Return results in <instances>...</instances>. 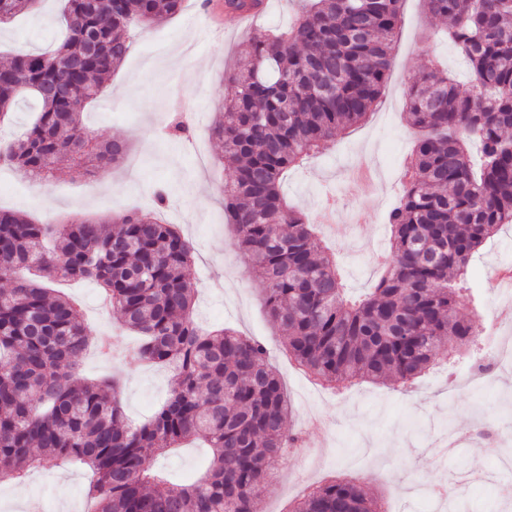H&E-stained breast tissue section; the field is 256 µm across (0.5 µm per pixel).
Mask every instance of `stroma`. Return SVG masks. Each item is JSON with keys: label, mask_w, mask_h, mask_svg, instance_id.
Returning a JSON list of instances; mask_svg holds the SVG:
<instances>
[{"label": "stroma", "mask_w": 512, "mask_h": 512, "mask_svg": "<svg viewBox=\"0 0 512 512\" xmlns=\"http://www.w3.org/2000/svg\"><path fill=\"white\" fill-rule=\"evenodd\" d=\"M198 2L187 0L178 15L138 27L128 56L106 82L102 98L80 117L83 130L128 147L124 162L109 170L111 190H102L101 177L67 167L57 168L44 184L0 165V207L36 220L107 218L134 209H157L193 243L191 277L199 321L262 341L293 404L287 428L300 435L302 448L288 454L263 486L262 512H288L307 487L334 475L356 478L371 496L384 501L387 512H427L426 503L407 491L417 481L458 483L463 491L461 512H512V504L503 503L494 488L495 482H512V472L498 468L496 447L468 443L440 465L429 446L432 433L451 425L463 432L478 426L512 430V363L501 366L492 385L476 393L456 384L474 351L452 345L440 368L405 394L369 383L338 392L305 379L289 360L283 338L266 312L261 278L238 251L235 229L224 216V183L231 167L223 163L224 148L211 127L224 108V73L248 51L251 27L288 26L293 6L290 0H268L266 13L256 23L241 24L233 16L215 21L200 11ZM60 8L61 0H43L39 10L1 26L0 64L17 47L50 49L61 30ZM444 27L427 14L422 0H405L391 75L373 114L337 135L301 166L289 169L282 182L289 204L309 219L326 198H337L335 229L319 223L315 232L321 246L334 251L352 295L363 294L375 281L358 249L376 237L389 240L385 202L401 194L403 183L393 177L383 192L353 195L348 191L349 176L366 163L379 170H404L413 144L404 120L405 88L418 71L436 63L459 81H468V66ZM182 116L191 124L190 139L159 137L162 126ZM161 185L168 198L160 209L154 191ZM505 266L512 267V225L488 240L469 267L465 309L476 318L499 317V336L512 345V317H500L491 288L495 273ZM61 289L78 301L80 317L95 335L122 339L110 361L87 352L81 361L82 377L101 380L118 375V398L126 416L146 421L168 396L170 371L140 361L139 339L127 332L117 311L101 315L97 284L65 283ZM209 456V449L196 441L171 449L155 468L188 484L202 473ZM88 483V473L81 470H34L24 485H0V512H29L33 498L44 512L64 507L87 512Z\"/></svg>", "instance_id": "1"}]
</instances>
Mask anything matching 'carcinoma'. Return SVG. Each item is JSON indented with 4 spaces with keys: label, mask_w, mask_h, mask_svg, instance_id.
<instances>
[{
    "label": "carcinoma",
    "mask_w": 512,
    "mask_h": 512,
    "mask_svg": "<svg viewBox=\"0 0 512 512\" xmlns=\"http://www.w3.org/2000/svg\"><path fill=\"white\" fill-rule=\"evenodd\" d=\"M41 0H6L0 25ZM64 35L51 53L20 49L0 66V116L19 103L34 120L0 161L43 182L56 166L105 168L124 148L79 128L80 115L128 55L133 25L177 15L184 0H64ZM289 26L250 39L225 76L213 134L233 167L224 215L262 276L266 308L289 360L321 384L392 383L408 392L453 336L476 342L462 312L474 255L512 224V0H423L448 21L471 83L432 65L406 87L414 135L412 177L386 216L392 263L373 288L346 294L334 257L282 192L288 169L365 121L390 77L403 0H303ZM264 0H224V13L257 17ZM480 147L473 161L467 143ZM194 248L150 213L35 224L0 209V483L31 467L91 471L93 512H261L258 497L298 436L265 345L197 319ZM54 280L99 285L142 359L172 368L168 397L145 423L124 414L112 381L76 371L92 341L79 304ZM190 437L213 449L190 485L155 479L153 462ZM291 512H381L349 480L315 486Z\"/></svg>",
    "instance_id": "obj_1"
}]
</instances>
